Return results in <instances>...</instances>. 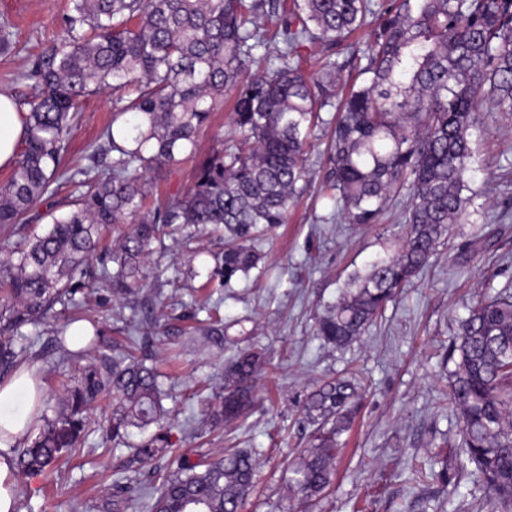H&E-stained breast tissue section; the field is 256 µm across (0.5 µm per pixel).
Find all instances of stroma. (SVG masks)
<instances>
[{
    "mask_svg": "<svg viewBox=\"0 0 512 512\" xmlns=\"http://www.w3.org/2000/svg\"><path fill=\"white\" fill-rule=\"evenodd\" d=\"M71 0H0V23H8L14 50L0 53V90L22 99L34 94L23 74L35 57L62 34ZM112 115V95L89 97L70 140L67 163L83 162ZM473 138L477 148L469 185L475 194L471 214L451 225L429 267L388 305L359 340L344 348L325 344L314 334L317 312L334 303L348 275L384 254L402 231L401 206L382 224L337 223L331 202L317 198L315 188L327 167L311 157V189L291 210L287 224L260 246L257 269L238 276L214 294L203 292L212 261H190L179 239L154 244L142 292L152 308L127 304L98 287L86 303L59 314L49 324L20 328L31 346L30 364L42 377L41 411L53 415L63 400L62 374H75L96 363L97 353L69 349L65 333L73 319L95 323L105 352L148 345L162 359L164 405L171 412L170 441L190 456L225 448H256L257 477L243 512H498L476 482L471 465L453 443L460 423L443 402L439 359L459 321L482 295L512 293V121L491 104L480 109ZM72 186L43 199L11 232L0 230V257L8 241L42 233L52 216L66 211ZM215 306L224 321L221 347L194 340L195 321ZM260 342L274 371L259 381L249 414L210 428L208 411L195 391L208 383L222 390L224 363L247 340ZM347 369L363 379L358 410L343 432L336 475L329 495L300 502L290 487L289 468L312 443V426L304 421L307 395L320 381ZM193 427L195 436L184 435ZM145 439L132 431L126 446L113 448L97 428H90L79 453L63 459L53 483L42 476L19 478V512H71L82 501L85 512H112V489L130 471L127 512H151L147 491L171 471L168 459L133 460L132 448ZM448 460V486L418 478L434 453Z\"/></svg>",
    "mask_w": 512,
    "mask_h": 512,
    "instance_id": "obj_1",
    "label": "stroma"
}]
</instances>
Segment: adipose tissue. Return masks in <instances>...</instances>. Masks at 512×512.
Masks as SVG:
<instances>
[{"instance_id":"obj_1","label":"adipose tissue","mask_w":512,"mask_h":512,"mask_svg":"<svg viewBox=\"0 0 512 512\" xmlns=\"http://www.w3.org/2000/svg\"><path fill=\"white\" fill-rule=\"evenodd\" d=\"M26 136L14 98L0 93V168L12 167ZM25 394L23 407H15L18 394ZM43 400L40 374L25 366L0 383V512H17L18 483L11 448L24 439L33 425V414Z\"/></svg>"}]
</instances>
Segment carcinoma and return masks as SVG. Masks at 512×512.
I'll return each mask as SVG.
<instances>
[{
  "label": "carcinoma",
  "mask_w": 512,
  "mask_h": 512,
  "mask_svg": "<svg viewBox=\"0 0 512 512\" xmlns=\"http://www.w3.org/2000/svg\"><path fill=\"white\" fill-rule=\"evenodd\" d=\"M352 50L362 82H343L335 56ZM321 48L317 68L305 50ZM263 50L261 55L255 51ZM266 66L251 72L256 60ZM37 93L18 101L27 136L9 180L0 186V224L14 226L62 179L83 191L42 234L24 239L18 258L0 261V376L27 359L14 333L56 317L55 306L89 287L101 227L119 233L104 259L112 294L141 291L152 246L192 226L224 231L212 275L227 287L255 267L252 243L288 223L309 184L312 135L330 129L323 191L344 224L379 222L406 194L404 228L390 252L350 274L337 301L319 315L316 334L343 347L382 315L435 255L448 225L472 204L467 174L475 160L477 103L489 96L512 119V0H73L65 36L23 74ZM112 93V122L89 165L64 166L73 121L88 96ZM232 96L224 148L198 161L193 185L174 202L146 205L156 173L197 155L199 133ZM330 106L333 117L321 111ZM449 407L460 414V448L476 482L501 512H512V295L477 304L448 347ZM263 348L251 345L224 364V394L212 414L232 422L252 405L264 372ZM156 367L114 353L64 385L56 415L25 440L16 467L51 477L78 442L98 402L112 397L100 422L115 444L131 429L156 432L136 448L148 462L176 456L154 512H242L259 451L226 448L211 461L177 453ZM350 378L318 385L304 414L318 436L293 465L290 484L305 499L332 486L337 437L354 415Z\"/></svg>",
  "instance_id": "carcinoma-1"
}]
</instances>
